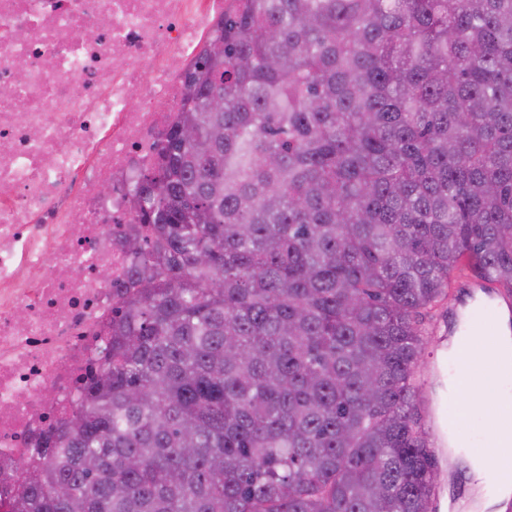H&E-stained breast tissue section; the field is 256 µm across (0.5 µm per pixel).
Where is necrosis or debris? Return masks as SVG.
<instances>
[{"label":"necrosis or debris","mask_w":512,"mask_h":512,"mask_svg":"<svg viewBox=\"0 0 512 512\" xmlns=\"http://www.w3.org/2000/svg\"><path fill=\"white\" fill-rule=\"evenodd\" d=\"M234 6L0 0V84L14 88L0 97V480L85 392L131 264L130 187L157 163L186 75Z\"/></svg>","instance_id":"necrosis-or-debris-1"}]
</instances>
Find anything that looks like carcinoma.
<instances>
[{"instance_id":"cac0c4a2","label":"carcinoma","mask_w":512,"mask_h":512,"mask_svg":"<svg viewBox=\"0 0 512 512\" xmlns=\"http://www.w3.org/2000/svg\"><path fill=\"white\" fill-rule=\"evenodd\" d=\"M217 39L14 512H429L423 318L512 292V0H237Z\"/></svg>"}]
</instances>
